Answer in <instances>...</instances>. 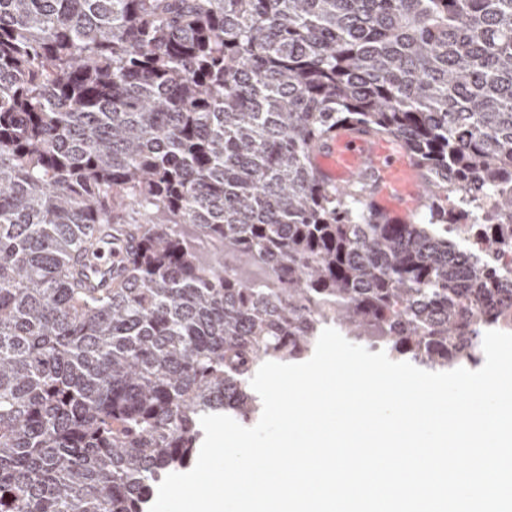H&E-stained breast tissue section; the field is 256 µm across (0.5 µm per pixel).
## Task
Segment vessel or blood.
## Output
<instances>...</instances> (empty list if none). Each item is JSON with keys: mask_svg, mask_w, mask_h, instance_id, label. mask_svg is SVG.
Listing matches in <instances>:
<instances>
[{"mask_svg": "<svg viewBox=\"0 0 512 512\" xmlns=\"http://www.w3.org/2000/svg\"><path fill=\"white\" fill-rule=\"evenodd\" d=\"M316 173L327 184L343 189L365 184L373 209L405 222L422 206L428 177L404 143L392 136L343 128L315 151Z\"/></svg>", "mask_w": 512, "mask_h": 512, "instance_id": "1", "label": "vessel or blood"}]
</instances>
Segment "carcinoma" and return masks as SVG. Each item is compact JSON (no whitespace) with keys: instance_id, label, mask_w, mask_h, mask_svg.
<instances>
[{"instance_id":"carcinoma-1","label":"carcinoma","mask_w":512,"mask_h":512,"mask_svg":"<svg viewBox=\"0 0 512 512\" xmlns=\"http://www.w3.org/2000/svg\"><path fill=\"white\" fill-rule=\"evenodd\" d=\"M348 126L426 213L317 178ZM509 250L512 0H0V512H145L326 327L479 366ZM315 166L318 177L335 188L364 183L372 208L401 222L422 206L429 181L400 139L351 128L337 130L318 146Z\"/></svg>"}]
</instances>
